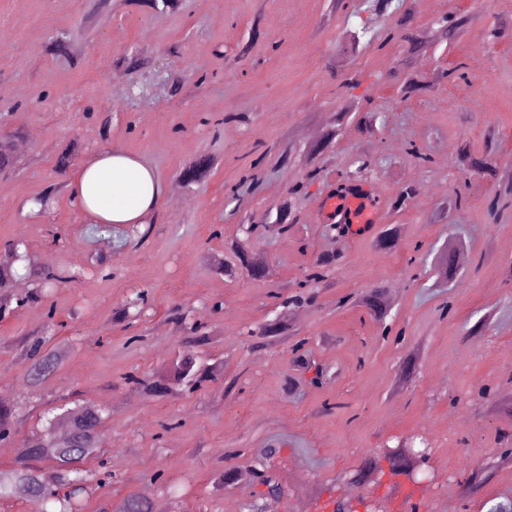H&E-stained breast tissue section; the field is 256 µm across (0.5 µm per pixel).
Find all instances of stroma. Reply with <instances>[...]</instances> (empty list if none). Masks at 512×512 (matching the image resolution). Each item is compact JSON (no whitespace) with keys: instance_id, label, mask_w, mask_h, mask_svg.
Segmentation results:
<instances>
[{"instance_id":"obj_1","label":"stroma","mask_w":512,"mask_h":512,"mask_svg":"<svg viewBox=\"0 0 512 512\" xmlns=\"http://www.w3.org/2000/svg\"><path fill=\"white\" fill-rule=\"evenodd\" d=\"M411 16L422 49L395 41L366 50L353 43L358 18L333 0H182L167 12L130 0L102 8L93 0H0V136L14 132L25 143L15 172L0 175V241L20 239L31 259L79 274L47 298L56 310L51 342L65 350L50 381L31 385L13 347L44 329L46 306L0 320V397L20 407L0 468L16 464L39 414L68 399L107 415L100 442L114 479L93 484L84 512H110L130 494L164 512H246L265 460L283 491L265 500L264 512H333L342 498L356 512H488L512 503V461L500 459L512 448V207L488 210L498 171L512 167V0H430ZM460 17L464 29L442 36L441 20ZM57 36L69 54L46 52ZM245 44L250 51L239 56ZM123 54L147 63L116 66ZM460 60L466 81L443 80ZM159 69L173 82L154 85ZM345 72L356 84L342 92ZM409 75L422 90L404 102ZM133 83L148 92L131 105ZM369 109L382 115L370 133L360 124ZM229 113L246 120L202 123ZM490 128L495 171L454 165L460 142L484 153ZM412 145L429 165L409 157ZM107 147L141 159L167 188L144 244L89 237L87 217L67 195L47 192L70 175L58 166L61 153L71 151L77 167ZM202 153L212 167L183 186L180 171ZM361 153L375 156L368 184L385 200L407 184L419 189L405 209L387 212L395 248L378 246L373 231H331L316 212ZM258 157L261 190L229 204L227 189L242 184ZM311 165L321 175L307 183ZM460 184L466 208H446ZM284 206L296 222L280 234L271 226ZM250 224L264 234L246 236ZM240 241L267 262L268 278L240 269ZM450 253L457 272L438 278ZM104 254L108 277L95 270ZM322 254L338 261L313 300L281 306ZM376 286L385 290L387 334L357 304ZM140 289L149 293L147 311L117 319ZM175 310L209 336L201 357L224 378L156 398L126 377H157L176 360ZM484 317L483 335H467ZM276 318L305 339L301 352L289 339L247 341ZM301 354L324 368L321 382H312ZM419 436L431 447L426 474L397 494L385 451ZM273 447L278 455L267 458ZM479 464L490 476L474 485Z\"/></svg>"}]
</instances>
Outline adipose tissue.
<instances>
[{
  "label": "adipose tissue",
  "mask_w": 512,
  "mask_h": 512,
  "mask_svg": "<svg viewBox=\"0 0 512 512\" xmlns=\"http://www.w3.org/2000/svg\"><path fill=\"white\" fill-rule=\"evenodd\" d=\"M67 193L91 223L130 226L157 211L165 186L153 169L111 147L72 173Z\"/></svg>",
  "instance_id": "obj_1"
}]
</instances>
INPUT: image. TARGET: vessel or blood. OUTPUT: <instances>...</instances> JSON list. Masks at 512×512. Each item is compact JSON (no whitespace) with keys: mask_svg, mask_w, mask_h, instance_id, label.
Wrapping results in <instances>:
<instances>
[{"mask_svg":"<svg viewBox=\"0 0 512 512\" xmlns=\"http://www.w3.org/2000/svg\"><path fill=\"white\" fill-rule=\"evenodd\" d=\"M319 209L326 218L339 224L373 227L385 218L380 194L366 186L334 190L321 199Z\"/></svg>","mask_w":512,"mask_h":512,"instance_id":"vessel-or-blood-1","label":"vessel or blood"}]
</instances>
